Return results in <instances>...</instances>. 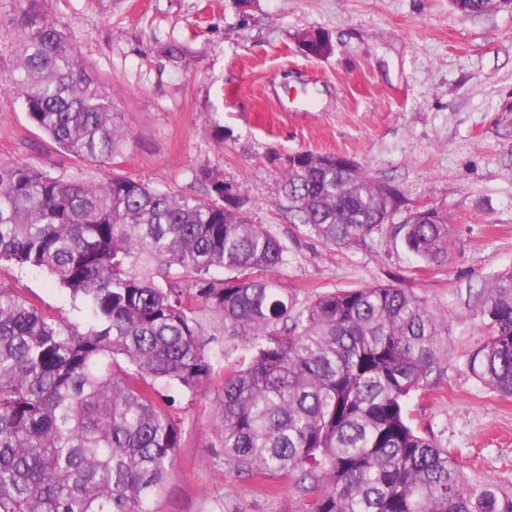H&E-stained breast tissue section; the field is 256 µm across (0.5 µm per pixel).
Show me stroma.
Wrapping results in <instances>:
<instances>
[{"label": "stroma", "mask_w": 512, "mask_h": 512, "mask_svg": "<svg viewBox=\"0 0 512 512\" xmlns=\"http://www.w3.org/2000/svg\"><path fill=\"white\" fill-rule=\"evenodd\" d=\"M88 74L112 87L131 138L109 164L60 150L29 120L13 83L16 12L0 0V161L68 181L131 177L206 198L207 169L238 189L253 223L279 238L275 273L298 302L399 284L447 320L448 358L407 402L414 426L448 449L469 483L512 493V397L474 377L486 340L479 295L512 272V11L461 16L450 0H41ZM306 31L332 52L307 56ZM339 154L396 186L394 223L433 208L448 217L445 264L427 266L390 233L333 247L279 206L288 159ZM0 282L79 322L47 272L0 262ZM201 341L213 370L197 394L170 387L181 446L154 512H308L294 482L224 462V375L246 353L220 323Z\"/></svg>", "instance_id": "obj_1"}]
</instances>
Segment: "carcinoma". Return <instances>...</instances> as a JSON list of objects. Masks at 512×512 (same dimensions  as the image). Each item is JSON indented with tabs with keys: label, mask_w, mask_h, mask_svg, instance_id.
<instances>
[{
	"label": "carcinoma",
	"mask_w": 512,
	"mask_h": 512,
	"mask_svg": "<svg viewBox=\"0 0 512 512\" xmlns=\"http://www.w3.org/2000/svg\"><path fill=\"white\" fill-rule=\"evenodd\" d=\"M39 2L15 0L20 104L61 150L109 164L130 138L112 88L86 75ZM451 2L466 17L493 2L512 10ZM234 197L224 206L120 175L66 182L0 161V262L49 272L84 317L0 283V512H151L182 437L160 386L207 381V315L249 352L221 404L224 462L239 473L311 480L310 512H512V495L470 485L407 417L448 356V322L396 284L297 305L272 276L285 247ZM397 203L394 186L333 154L296 153L282 179L289 223L324 244L387 230L421 261L447 262L448 217L391 224ZM480 314L488 338L467 368L512 397V274L484 290Z\"/></svg>",
	"instance_id": "1"
}]
</instances>
